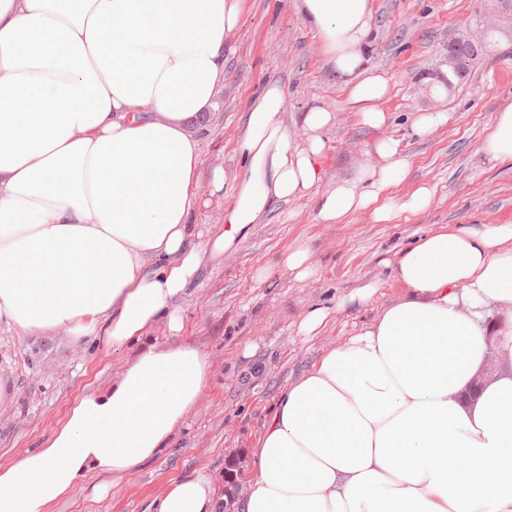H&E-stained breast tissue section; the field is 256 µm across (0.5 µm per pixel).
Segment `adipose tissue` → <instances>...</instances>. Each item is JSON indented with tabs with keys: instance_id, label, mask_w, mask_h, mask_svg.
Segmentation results:
<instances>
[{
	"instance_id": "1",
	"label": "adipose tissue",
	"mask_w": 512,
	"mask_h": 512,
	"mask_svg": "<svg viewBox=\"0 0 512 512\" xmlns=\"http://www.w3.org/2000/svg\"><path fill=\"white\" fill-rule=\"evenodd\" d=\"M361 125L379 129L390 80L368 67L370 0H295ZM243 0H0V334L119 350L165 325L202 253L220 258L275 202L315 195L317 218L416 214L428 186L397 200L410 169L396 139L377 163L323 193L315 105L304 140L284 122L286 89L252 98L244 165L224 226L204 235L200 140L226 38ZM512 159V104L481 146ZM404 292L324 352L282 392L251 454L239 512H512V224H454L393 266ZM145 344V342H144ZM188 345L145 344L103 393L74 399L61 425L0 463V512H52L92 472L125 475L168 448L208 382ZM209 475L172 482L149 512H218Z\"/></svg>"
}]
</instances>
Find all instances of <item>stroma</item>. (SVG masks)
<instances>
[{
    "mask_svg": "<svg viewBox=\"0 0 512 512\" xmlns=\"http://www.w3.org/2000/svg\"><path fill=\"white\" fill-rule=\"evenodd\" d=\"M484 3L371 0L369 63L390 80L383 102L390 120L372 129L359 124L341 77L294 0H244L241 26L225 49L217 107L195 129L205 168L219 165L227 176L239 174L248 104L275 79L286 88L283 119L294 134H301L300 116L312 105H325L336 116L324 135L320 190L374 160V142L391 137L411 163L391 196L405 198L425 183L430 203L385 223L362 211L323 224L313 197L281 202L252 225L236 250L203 260L197 281L177 302L180 342L206 355L210 365L200 401L155 460L114 478L103 495L95 491L103 476L90 475L55 501L53 512H148L172 480L202 472L223 492L228 467L249 478L250 450L285 386L401 296L391 267L397 253L450 224H512V161H491L480 151L495 112L512 104V31L496 34L497 52L451 94L433 96L425 80L447 64L451 34L485 24ZM420 112H443L447 120L420 138L411 132ZM300 242L315 267L303 281L282 266ZM370 282L377 283L376 292L358 299ZM314 308L327 318L302 333L300 324ZM138 350L135 344L115 351L95 339L74 341L62 330L49 338L0 335V374L16 390L14 405L0 409V462L17 460L48 437L73 399L111 387Z\"/></svg>",
    "mask_w": 512,
    "mask_h": 512,
    "instance_id": "obj_1",
    "label": "stroma"
}]
</instances>
